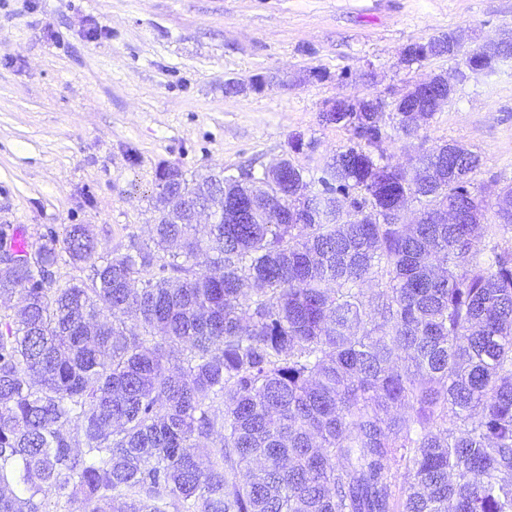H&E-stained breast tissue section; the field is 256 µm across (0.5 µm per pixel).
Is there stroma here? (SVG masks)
<instances>
[{
	"label": "stroma",
	"instance_id": "obj_1",
	"mask_svg": "<svg viewBox=\"0 0 512 512\" xmlns=\"http://www.w3.org/2000/svg\"><path fill=\"white\" fill-rule=\"evenodd\" d=\"M505 29L512 0H0V227L34 248L86 224L123 253L150 236L161 166L235 174L286 156L319 170L349 138L321 122L328 101L393 102L464 66L406 65L409 44L462 31L476 47ZM258 75L263 90L225 96V81ZM446 142L480 155L473 184L495 202L512 183V59L468 74L385 150L409 167Z\"/></svg>",
	"mask_w": 512,
	"mask_h": 512
}]
</instances>
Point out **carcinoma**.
I'll list each match as a JSON object with an SVG mask.
<instances>
[{"instance_id": "carcinoma-1", "label": "carcinoma", "mask_w": 512, "mask_h": 512, "mask_svg": "<svg viewBox=\"0 0 512 512\" xmlns=\"http://www.w3.org/2000/svg\"><path fill=\"white\" fill-rule=\"evenodd\" d=\"M434 99L322 118L350 138L318 175L165 166L122 254L86 224L23 251L0 278V512H512V185L488 207L458 144L390 162ZM191 197L218 214L205 240ZM62 261L89 281L57 284Z\"/></svg>"}]
</instances>
